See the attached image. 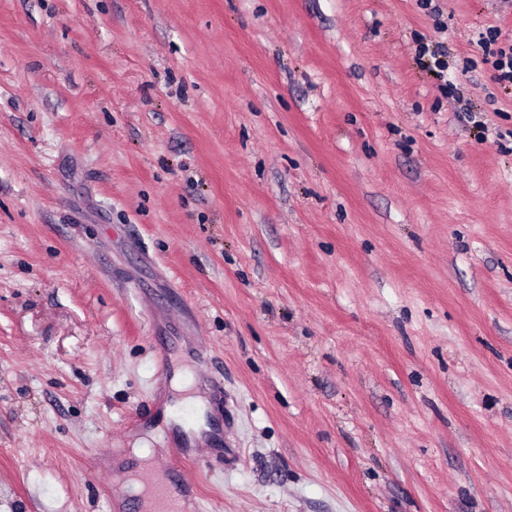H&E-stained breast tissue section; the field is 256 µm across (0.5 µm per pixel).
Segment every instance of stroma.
<instances>
[{
    "instance_id": "stroma-1",
    "label": "stroma",
    "mask_w": 512,
    "mask_h": 512,
    "mask_svg": "<svg viewBox=\"0 0 512 512\" xmlns=\"http://www.w3.org/2000/svg\"><path fill=\"white\" fill-rule=\"evenodd\" d=\"M432 4L0 0V512H140L163 340L203 512H512V0ZM489 36L482 37L481 44L484 52L495 58L492 61V67L497 72L496 79L499 82L512 84V40L505 42L504 46H498L496 49H491L490 46L498 43L500 37L499 29H492Z\"/></svg>"
}]
</instances>
